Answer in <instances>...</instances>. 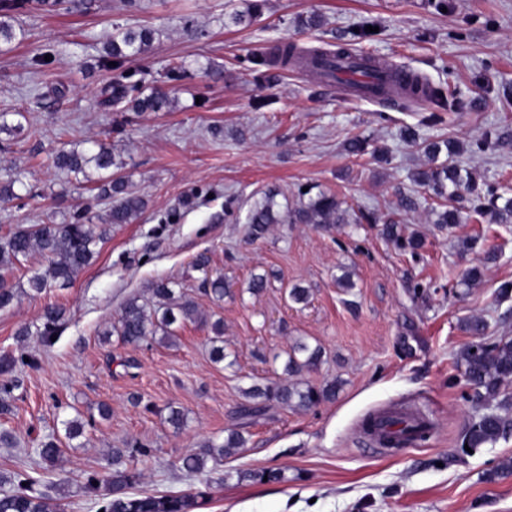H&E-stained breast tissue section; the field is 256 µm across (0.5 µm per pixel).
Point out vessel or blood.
<instances>
[{"label":"vessel or blood","instance_id":"vessel-or-blood-1","mask_svg":"<svg viewBox=\"0 0 512 512\" xmlns=\"http://www.w3.org/2000/svg\"><path fill=\"white\" fill-rule=\"evenodd\" d=\"M318 77L337 76V86L346 94L360 100L378 101L383 84L397 88H410L415 75L412 71L394 69L385 62H377L371 69H364L359 58H332L318 69Z\"/></svg>","mask_w":512,"mask_h":512}]
</instances>
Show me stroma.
<instances>
[{
    "label": "stroma",
    "instance_id": "obj_1",
    "mask_svg": "<svg viewBox=\"0 0 512 512\" xmlns=\"http://www.w3.org/2000/svg\"><path fill=\"white\" fill-rule=\"evenodd\" d=\"M258 4L248 26L225 25L224 14ZM91 0L87 10L15 16L27 37L0 46V113L22 132H0V238L17 226L60 224L76 206L104 215L107 201L89 184L55 168L53 150L81 140L111 147L120 170L146 206L128 224L113 225L91 265L72 284L38 296L28 280L46 265L31 254L0 278L17 296L0 310V355L25 357L11 374L16 387L0 431L15 444L0 447V472L30 473L45 435L62 437L64 454L53 473L63 482L52 496L57 512H100L85 493L88 474L104 473L112 449L126 443L149 448L127 463L133 492H203L195 512H512V477L490 480L512 457V434L466 451L468 423L485 412L458 364L471 337L463 320L478 316L487 341L512 336V224H495L465 210L452 231L427 220L432 200L412 175L427 157L400 137L419 125L426 139L461 143L455 161L477 182H492L512 196V140L469 152L486 131L512 136V0ZM320 23L300 28L298 20ZM378 33L354 40L356 48L392 67L407 68L463 102L425 123L419 108L402 110L345 97L335 85L292 67L275 84L249 70L246 58L282 41L305 48H335L363 22ZM155 29L152 47L127 68L143 94L163 88L171 104L161 112L113 109L101 90L112 75L98 60L115 25ZM352 39V38H351ZM56 56L47 71L29 66L39 49ZM186 73L169 81L174 62ZM264 108H256L260 99ZM354 136L388 150L349 155ZM306 186L345 198L354 209L383 215L402 197L418 202L402 216L405 234H420L418 253L387 242L375 224L333 233L310 224H276L265 238L246 243L244 227L256 203L276 191L286 211ZM472 247L462 250L463 240ZM496 253L487 261V253ZM480 267L481 281L462 284L465 269ZM220 272L233 291L217 302L205 294V272ZM350 273L351 291L337 279ZM268 274L259 295L252 274ZM171 277L193 299L207 325L186 323L174 344L138 345L103 340L120 309L146 296L151 281ZM309 288L295 303L293 285ZM64 308L58 337L43 345L22 335L39 324L46 305ZM224 323V351L237 369L210 358L209 324ZM321 346L318 369L284 371L296 341ZM316 386L336 382L333 400L308 410L274 402L242 417L245 389L292 380ZM186 423L174 429L170 409ZM390 408L420 412L427 439L407 448H379L361 427ZM84 425L65 437L64 421ZM238 431L246 444L207 480L188 475L182 459L209 440ZM248 472H281V479H239Z\"/></svg>",
    "mask_w": 512,
    "mask_h": 512
}]
</instances>
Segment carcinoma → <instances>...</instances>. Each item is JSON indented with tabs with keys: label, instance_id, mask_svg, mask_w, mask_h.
Here are the masks:
<instances>
[{
	"label": "carcinoma",
	"instance_id": "1",
	"mask_svg": "<svg viewBox=\"0 0 512 512\" xmlns=\"http://www.w3.org/2000/svg\"><path fill=\"white\" fill-rule=\"evenodd\" d=\"M80 0H0V15L25 13L46 10H72L80 7ZM26 32L9 22L0 20V44H10L25 39ZM155 39V31L146 26L117 27L105 46L100 59V67L115 70L121 68L145 53ZM336 54H355L352 44L345 43L334 50L320 48L304 49L294 42H287L277 48L274 55L257 53L249 57V62L269 69L277 67L286 69L295 64H305L314 69L319 62ZM130 72H120L106 87L109 91L105 102L109 106H119L130 101L132 107L142 112H159L168 107L170 99L162 91L155 90L148 95L137 94L136 85L129 82ZM429 104L440 108H454L441 89L431 86L423 79H418L413 90L405 96L384 99L386 106L409 107L412 105ZM53 164L60 169L76 176L81 175L91 181L88 170L100 173L98 182L101 193L110 199V207L100 223H95L88 209L76 210L66 224H37L32 228H19L0 240V268L9 267L38 252L47 262L46 267L34 273L29 279V292L36 296L57 285L66 286L73 277L89 265L95 257L98 243L108 234L114 224H128L144 208L143 198L128 189L120 178L112 177V168L119 167L112 149L104 144L98 145L95 151H85L72 146L61 148L53 154ZM414 182L431 191L436 197L446 201L439 210L432 211V223L440 229H451L462 222L461 211L456 204L468 201L472 210L479 215L490 217L495 224L512 223V198L498 205L500 195L493 185L478 188L472 173L461 172L456 166H437L429 164L414 175ZM370 224H383L382 235L395 242L403 249L415 252L423 246L419 238H406L401 234V220L396 214L370 216L356 213L346 202L334 194L311 191L299 192V202L294 210L281 215L274 210L273 194L254 206L248 215L247 239L256 241L264 236L271 224H313L316 228L331 231L340 224L360 225L362 221ZM206 292L216 300L224 299L231 293L222 276L205 274ZM178 282L169 278H161L151 283L149 291L152 301L148 302L139 296L128 299L121 311L118 324L106 335H117L126 344L139 345L148 338L171 340L176 330L188 321L199 318L195 304L176 296ZM65 311L56 305L44 308L41 325L35 332L29 329L21 331V335L39 336L43 343L53 344L51 337L55 335ZM462 329L476 338L466 345L460 353V364L464 368L466 381L474 387L473 399L477 402L495 399L503 385L512 382V338L504 337L488 343L483 340L486 335L487 323L472 317L465 320ZM322 360L321 347H310L305 343L296 344L292 353L288 354L287 370L299 374L303 370L316 367ZM245 397L255 401L252 406L242 409V413L251 415L262 409L260 402L275 400L283 405L298 409H310L324 401L336 397V383L331 382L322 387H315L304 382L286 385L271 383L263 386L253 385L244 391ZM392 431L384 433V439L396 446L414 443L420 437L427 424L417 421L407 427L399 418L387 422ZM512 432V418L507 414L496 412L484 415L478 422L470 425L464 432V443L470 448H481L496 443L500 438ZM246 439L238 432L230 433L224 441H208L201 448L186 456L182 468L197 476L210 472L224 464V459L239 453ZM63 448L60 440L52 434L43 439L36 455L53 468L60 460ZM149 454V450L134 445L130 448L112 449V472L106 475L98 473L87 476L84 490L95 495L103 494L104 512H191L197 506L196 496L190 494H146L138 495L129 492L133 476L124 469L126 460L133 453ZM44 474L34 477L26 475L24 481L18 482V488L0 492V512H55L53 500L47 492L39 489Z\"/></svg>",
	"mask_w": 512,
	"mask_h": 512
}]
</instances>
